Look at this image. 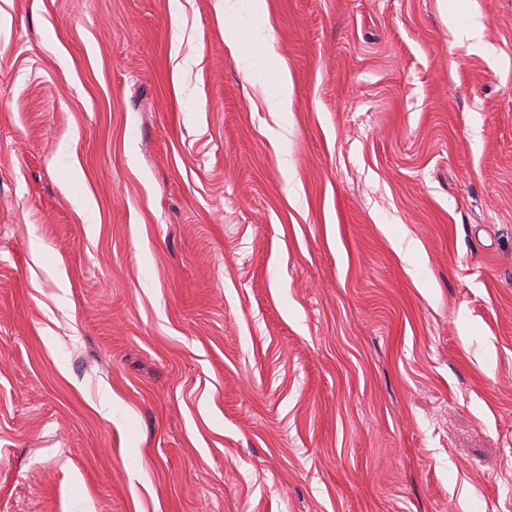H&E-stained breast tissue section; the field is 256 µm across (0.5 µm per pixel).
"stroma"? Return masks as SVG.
Wrapping results in <instances>:
<instances>
[{
  "mask_svg": "<svg viewBox=\"0 0 512 512\" xmlns=\"http://www.w3.org/2000/svg\"><path fill=\"white\" fill-rule=\"evenodd\" d=\"M0 512H512V0H0Z\"/></svg>",
  "mask_w": 512,
  "mask_h": 512,
  "instance_id": "stroma-1",
  "label": "stroma"
}]
</instances>
